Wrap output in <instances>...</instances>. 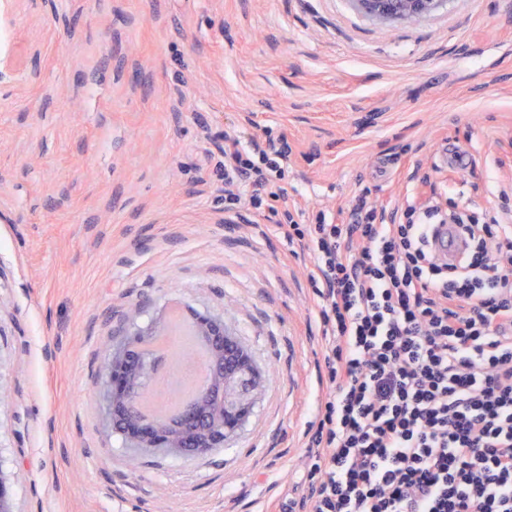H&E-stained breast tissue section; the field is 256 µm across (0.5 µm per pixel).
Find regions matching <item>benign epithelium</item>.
<instances>
[{"label":"benign epithelium","instance_id":"obj_1","mask_svg":"<svg viewBox=\"0 0 512 512\" xmlns=\"http://www.w3.org/2000/svg\"><path fill=\"white\" fill-rule=\"evenodd\" d=\"M360 8L379 19L425 17L441 0H357ZM195 334L206 340L212 359L203 392L186 404L175 419H147L137 406V395L151 373L147 354L151 344L165 334L158 321L128 333L119 351L104 368L106 419L111 427L128 434L140 448H159L171 455L195 456L224 446L250 411L254 387L250 362L238 351L224 353V319L192 316ZM0 512H16L8 478L0 469Z\"/></svg>","mask_w":512,"mask_h":512}]
</instances>
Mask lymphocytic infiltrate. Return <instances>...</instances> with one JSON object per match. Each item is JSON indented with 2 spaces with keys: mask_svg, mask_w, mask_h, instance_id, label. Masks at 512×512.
Returning <instances> with one entry per match:
<instances>
[{
  "mask_svg": "<svg viewBox=\"0 0 512 512\" xmlns=\"http://www.w3.org/2000/svg\"><path fill=\"white\" fill-rule=\"evenodd\" d=\"M287 158L283 138L224 137L225 212L275 217L318 323L322 390L278 512H512V224L437 193L300 224ZM444 218L471 242L454 268L425 237Z\"/></svg>",
  "mask_w": 512,
  "mask_h": 512,
  "instance_id": "f902f5d3",
  "label": "lymphocytic infiltrate"
}]
</instances>
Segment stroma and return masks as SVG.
Masks as SVG:
<instances>
[{
  "label": "stroma",
  "mask_w": 512,
  "mask_h": 512,
  "mask_svg": "<svg viewBox=\"0 0 512 512\" xmlns=\"http://www.w3.org/2000/svg\"><path fill=\"white\" fill-rule=\"evenodd\" d=\"M287 138L307 214L512 198V0L383 21L356 0H0V469L17 512H260L319 391L288 243L224 216V132ZM466 153L462 168L439 154ZM223 318L259 373L223 447L107 424L126 332Z\"/></svg>",
  "instance_id": "1"
}]
</instances>
